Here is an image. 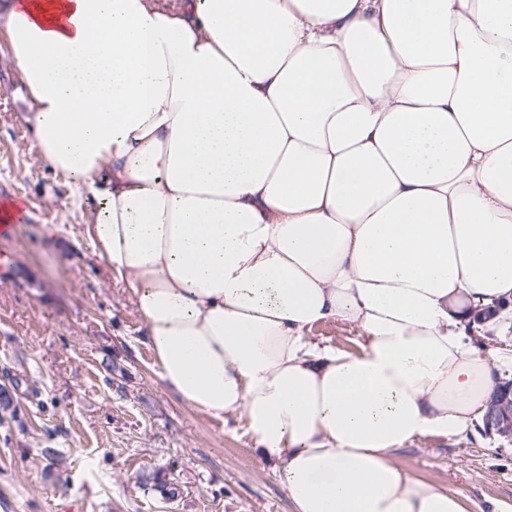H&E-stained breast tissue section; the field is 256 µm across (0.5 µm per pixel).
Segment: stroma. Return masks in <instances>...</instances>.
Listing matches in <instances>:
<instances>
[{"label": "stroma", "instance_id": "stroma-1", "mask_svg": "<svg viewBox=\"0 0 512 512\" xmlns=\"http://www.w3.org/2000/svg\"><path fill=\"white\" fill-rule=\"evenodd\" d=\"M28 101L0 35V199L24 214L0 238V512H290L242 421L163 386L127 292L81 234L88 209L34 150ZM396 460L462 491L469 512H512V440L428 437Z\"/></svg>", "mask_w": 512, "mask_h": 512}]
</instances>
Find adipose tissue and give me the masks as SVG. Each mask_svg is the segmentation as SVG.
<instances>
[{"label":"adipose tissue","mask_w":512,"mask_h":512,"mask_svg":"<svg viewBox=\"0 0 512 512\" xmlns=\"http://www.w3.org/2000/svg\"><path fill=\"white\" fill-rule=\"evenodd\" d=\"M1 31L165 388L243 420L292 512H468L395 454L493 390L512 0H5ZM359 330L355 325L338 319L316 324L307 336L319 344H328L345 351L356 349L355 340Z\"/></svg>","instance_id":"ef3b65f1"}]
</instances>
